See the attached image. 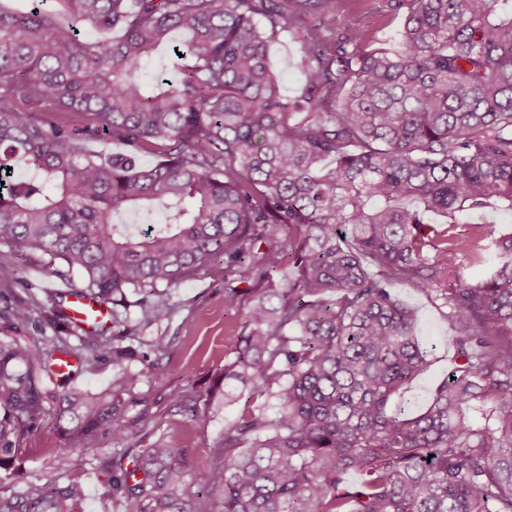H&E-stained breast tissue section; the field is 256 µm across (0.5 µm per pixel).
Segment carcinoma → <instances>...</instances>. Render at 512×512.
I'll return each mask as SVG.
<instances>
[{
	"instance_id": "1",
	"label": "carcinoma",
	"mask_w": 512,
	"mask_h": 512,
	"mask_svg": "<svg viewBox=\"0 0 512 512\" xmlns=\"http://www.w3.org/2000/svg\"><path fill=\"white\" fill-rule=\"evenodd\" d=\"M28 2L0 3V245L107 304L114 332L75 329L57 296L0 293V468L48 411L67 423L49 476L0 494V512H83L71 454L149 423L129 413L175 349L144 333L193 320L170 291L208 266L224 268V306L251 294L224 372L174 398L189 429L239 400L231 383L249 390L218 485L186 495L177 435L92 455L122 512H213L217 486L221 512H512V233L479 219L512 214V0H398L396 48L352 20L316 32L333 0ZM286 31L305 75L293 101L269 56ZM162 47L175 77L148 84ZM99 135L125 152H90ZM154 211L136 232L116 220ZM462 263L480 283L461 284ZM396 283L458 327L413 417L392 397L429 351ZM35 316L47 344L25 335ZM107 361L106 389L77 386Z\"/></svg>"
}]
</instances>
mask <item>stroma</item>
<instances>
[{
  "label": "stroma",
  "instance_id": "stroma-1",
  "mask_svg": "<svg viewBox=\"0 0 512 512\" xmlns=\"http://www.w3.org/2000/svg\"><path fill=\"white\" fill-rule=\"evenodd\" d=\"M403 15V10L396 8L395 0H334L333 11L326 16L325 25L338 28L345 20H356L389 47L401 39ZM270 56L281 76L282 95L289 99L296 97L304 84V75L294 35L281 33L270 45ZM62 282V277L54 275L38 257H20L12 254L7 246L0 245V291L29 288L42 298L49 288ZM392 291L404 303L416 308L417 334L431 352L430 367L394 399L396 405L414 413L429 405L435 387L446 380L455 333L446 316V308L436 306L406 284L394 285ZM171 297L189 305L194 318L185 326L174 322L147 332L148 337L165 336L177 345V352L169 361V373L140 388L148 412L160 422V429L139 426L131 433L106 431L99 433L95 445L107 453L138 441L153 442L163 430L181 433L190 474L188 489L194 492L199 486L209 484L218 470L220 461L213 450L219 445L225 423L235 420L242 406L238 403L225 406L213 416L200 414L194 428L185 433L175 413L173 397L188 385L208 384L212 375L223 369L228 359L226 330L239 322L241 313L224 306V270L220 267L203 268L172 289ZM61 440L58 421L54 416H45L37 429L25 436L19 463L7 470L0 469V489L7 492L21 490L27 476L42 472L51 451ZM70 472L84 487V512H121L119 505L103 496V477L88 465L84 453L72 454Z\"/></svg>",
  "mask_w": 512,
  "mask_h": 512
}]
</instances>
